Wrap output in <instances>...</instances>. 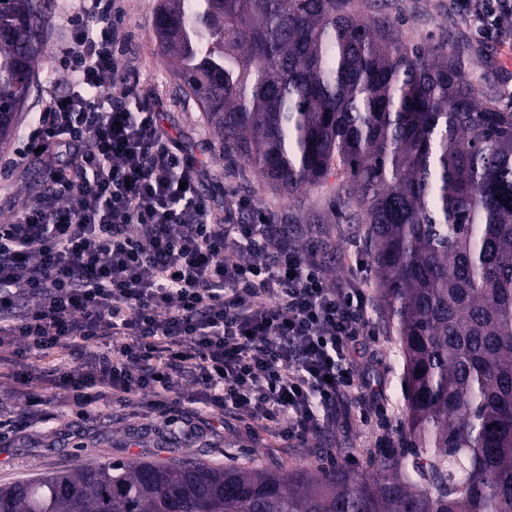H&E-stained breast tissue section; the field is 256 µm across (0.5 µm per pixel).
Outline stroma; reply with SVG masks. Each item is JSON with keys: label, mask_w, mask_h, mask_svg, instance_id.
<instances>
[{"label": "stroma", "mask_w": 512, "mask_h": 512, "mask_svg": "<svg viewBox=\"0 0 512 512\" xmlns=\"http://www.w3.org/2000/svg\"><path fill=\"white\" fill-rule=\"evenodd\" d=\"M149 2L119 0L121 23L116 43L144 100L156 104L162 128L203 170L199 191L217 215H224L229 209L226 190L249 197L272 223L287 225L289 244L315 246L316 257L329 280L369 293L372 304L366 314V332L352 358L364 384L348 393L349 414L339 418L333 431L310 436L295 445L284 443L266 427L256 425L249 429L231 417L215 428L193 420L177 441L168 443L164 440L167 429L159 420L132 418L117 407L88 423L74 422L69 413L63 412L0 439V485L75 463L185 457L213 465L245 464L258 468L275 461L310 470L336 464L353 472L369 473V456L381 439H399L406 402L401 349L392 332L364 238L351 225L330 218L326 188L310 189L292 201L262 183L246 162L224 161L220 138L160 59ZM354 5L361 19L379 18L396 26L406 46L448 43L461 48L469 78L488 99L512 109V42L496 43L480 37L456 8L455 0H354ZM79 10V0H51V27L24 123L32 122L51 93L60 94L67 88L68 73L61 68L60 60L68 42L69 21ZM26 148L25 136L20 133L0 149V223L10 221L15 201L44 187L42 176L33 168L10 164L14 154ZM318 214L324 215V223H314Z\"/></svg>", "instance_id": "obj_1"}]
</instances>
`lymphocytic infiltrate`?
<instances>
[{"mask_svg":"<svg viewBox=\"0 0 512 512\" xmlns=\"http://www.w3.org/2000/svg\"><path fill=\"white\" fill-rule=\"evenodd\" d=\"M460 8L484 38L512 41V0ZM117 28L112 0H84L68 89L26 132L49 156L47 188L0 224V394L27 400L0 432L118 406L245 417L302 443L335 426L354 384L366 293L330 283L248 198L239 221L215 223L197 169L138 103ZM52 354L64 362L41 366Z\"/></svg>","mask_w":512,"mask_h":512,"instance_id":"f902f5d3","label":"lymphocytic infiltrate"}]
</instances>
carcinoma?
Instances as JSON below:
<instances>
[{
  "mask_svg": "<svg viewBox=\"0 0 512 512\" xmlns=\"http://www.w3.org/2000/svg\"><path fill=\"white\" fill-rule=\"evenodd\" d=\"M48 5L0 0V149ZM152 21L223 154L290 197L335 178L401 348V437L370 479L80 463L0 485V512H512V111L483 98L461 49H410L351 0H155Z\"/></svg>",
  "mask_w": 512,
  "mask_h": 512,
  "instance_id": "carcinoma-1",
  "label": "carcinoma"
}]
</instances>
